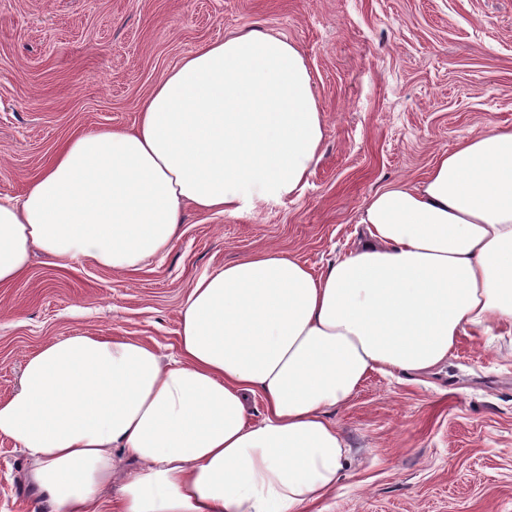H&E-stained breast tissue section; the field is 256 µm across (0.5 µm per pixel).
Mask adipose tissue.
Segmentation results:
<instances>
[{"label":"adipose tissue","instance_id":"adipose-tissue-1","mask_svg":"<svg viewBox=\"0 0 512 512\" xmlns=\"http://www.w3.org/2000/svg\"><path fill=\"white\" fill-rule=\"evenodd\" d=\"M325 125L308 64L259 29L204 44L154 86L131 129L68 139L22 196L0 195V284L33 249L116 271L168 251L186 206L250 210L298 192ZM365 235L322 275L264 248L200 276L161 362L131 336L79 334L25 361L0 435L52 512H306L349 461L327 409L374 371L421 373L461 334L512 335V128L374 193ZM261 395L265 418L245 401Z\"/></svg>","mask_w":512,"mask_h":512}]
</instances>
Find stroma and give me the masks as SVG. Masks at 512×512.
Returning <instances> with one entry per match:
<instances>
[{
    "mask_svg": "<svg viewBox=\"0 0 512 512\" xmlns=\"http://www.w3.org/2000/svg\"><path fill=\"white\" fill-rule=\"evenodd\" d=\"M250 28L308 61L325 136L306 186L238 215L186 209L172 247L125 272L34 253L25 281L0 285V400L58 338L134 336L169 361L198 277L264 247L322 274L373 193L512 127V0H0V194L76 131L133 127L185 55ZM328 416L352 458L308 512H512V335L460 336L427 375L371 373ZM27 467L0 436V512H50Z\"/></svg>",
    "mask_w": 512,
    "mask_h": 512,
    "instance_id": "stroma-1",
    "label": "stroma"
}]
</instances>
